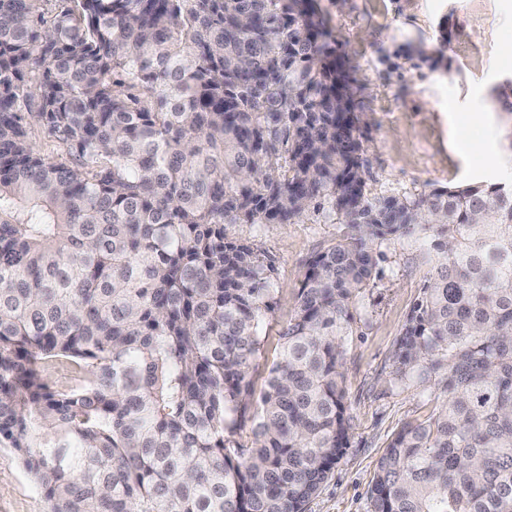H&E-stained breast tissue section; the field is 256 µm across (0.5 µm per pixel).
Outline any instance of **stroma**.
I'll use <instances>...</instances> for the list:
<instances>
[{
  "label": "stroma",
  "instance_id": "1",
  "mask_svg": "<svg viewBox=\"0 0 512 512\" xmlns=\"http://www.w3.org/2000/svg\"><path fill=\"white\" fill-rule=\"evenodd\" d=\"M327 40L350 71L367 186L375 194L502 183L512 186V112L496 101L512 80L500 57L512 40V0H318ZM229 238L267 253L277 271L276 306L253 373L262 391L293 314L310 256L342 224H228ZM344 360L350 443L307 512H372L378 460L407 421L431 414L434 398L390 380L396 342L433 263L409 240L382 244ZM0 512H49L14 449L0 445Z\"/></svg>",
  "mask_w": 512,
  "mask_h": 512
}]
</instances>
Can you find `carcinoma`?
Here are the masks:
<instances>
[{"label":"carcinoma","mask_w":512,"mask_h":512,"mask_svg":"<svg viewBox=\"0 0 512 512\" xmlns=\"http://www.w3.org/2000/svg\"><path fill=\"white\" fill-rule=\"evenodd\" d=\"M357 129L315 0H0V445L49 512H307L401 239L435 263L392 379L443 402L394 434L373 512H512V188L374 195ZM302 221L348 232L306 263L248 448L277 268L224 225Z\"/></svg>","instance_id":"cac0c4a2"}]
</instances>
